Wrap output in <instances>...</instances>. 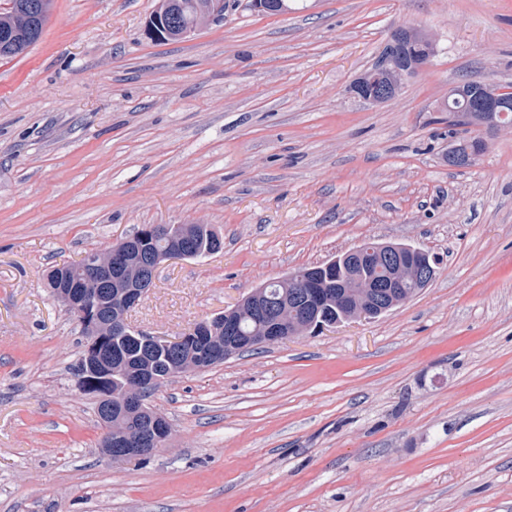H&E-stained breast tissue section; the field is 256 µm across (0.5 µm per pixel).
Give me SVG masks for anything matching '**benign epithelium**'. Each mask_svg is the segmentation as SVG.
Returning a JSON list of instances; mask_svg holds the SVG:
<instances>
[{
  "mask_svg": "<svg viewBox=\"0 0 512 512\" xmlns=\"http://www.w3.org/2000/svg\"><path fill=\"white\" fill-rule=\"evenodd\" d=\"M176 3L177 0H169L164 4V10L149 18L145 25L146 36L158 38L164 21L174 23L176 14L170 10ZM417 36L418 32L411 27L395 29L386 43L385 54L375 62L373 72L350 87V92L371 104L396 98L409 74L422 71L430 63L429 52L408 64L396 62L398 41ZM142 239L143 235L133 234L118 241L113 252L103 248L85 254L83 264L93 269L96 275L93 288H68L64 284L67 270L53 271L54 279L59 283L55 298L66 310L84 317L91 311L96 313L105 308L98 286L112 281L118 303L107 311V321L93 318L88 324L89 333L101 336L110 330L114 334L137 336L148 348L180 349L184 338L152 335L131 325L126 317V311L135 308L147 294L154 281L156 267L165 261L189 258L186 246L182 245L143 261L138 258ZM339 261L350 270L347 278L336 286V307L343 310L342 319L338 320L340 324L388 313L427 287L436 277V265L419 263L414 249L404 244L361 243L343 252ZM285 280L301 281L304 290L280 298L270 310L264 303L266 288L269 287L265 282L233 306L224 308V312L203 321L201 337L189 358V370H205L259 344L282 343L298 336L316 334L328 327V323L319 317V290L313 287V276L306 272H293L285 278L276 279V282ZM247 308L269 311L259 336L240 335L239 315ZM141 359L137 377L127 380L121 396L99 408V419L108 433V452L115 462L147 457L169 438V422L163 415L149 410L144 400L143 388L159 381L154 360L145 350L141 352ZM139 414L144 415V419L132 421Z\"/></svg>",
  "mask_w": 512,
  "mask_h": 512,
  "instance_id": "7a95c632",
  "label": "benign epithelium"
}]
</instances>
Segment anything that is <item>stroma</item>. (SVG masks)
Returning a JSON list of instances; mask_svg holds the SVG:
<instances>
[{
  "mask_svg": "<svg viewBox=\"0 0 512 512\" xmlns=\"http://www.w3.org/2000/svg\"><path fill=\"white\" fill-rule=\"evenodd\" d=\"M226 2L156 43L159 0H53L0 60V512H512V125L454 168L440 110L464 79L512 83V0ZM409 24L427 69L350 94ZM146 224L223 240L131 311L170 338L364 240L440 263L379 319L172 378L149 400L170 439L116 464L45 276ZM223 6H224L223 0H208L207 7L204 8L202 13L200 12V14H199L197 25L189 26V27L183 29L180 32L179 36H178L179 30H171L168 35H164V38L159 41L169 42V41H178V40L182 39L181 37L187 36L188 34H190L193 30H195L199 26L205 25L209 21H211V19L215 15L218 14V12L222 9Z\"/></svg>",
  "mask_w": 512,
  "mask_h": 512,
  "instance_id": "1",
  "label": "stroma"
}]
</instances>
